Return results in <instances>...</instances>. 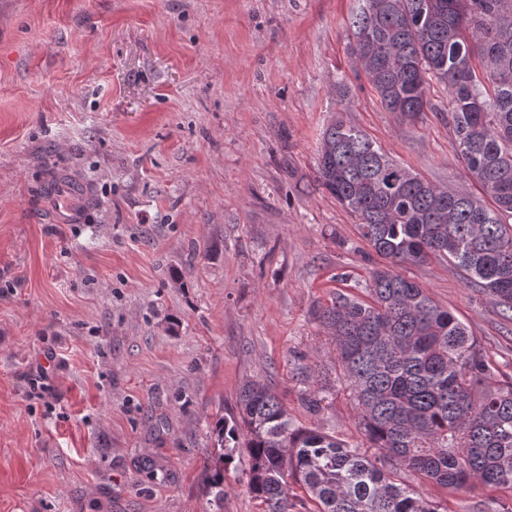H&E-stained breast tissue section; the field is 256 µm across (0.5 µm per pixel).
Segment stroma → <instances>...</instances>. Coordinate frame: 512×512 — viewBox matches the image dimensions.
I'll use <instances>...</instances> for the list:
<instances>
[{
  "label": "stroma",
  "instance_id": "35a3bbf8",
  "mask_svg": "<svg viewBox=\"0 0 512 512\" xmlns=\"http://www.w3.org/2000/svg\"><path fill=\"white\" fill-rule=\"evenodd\" d=\"M358 0H0V512H260L210 429L250 381L296 425L364 435L316 313L386 264L314 182L355 124L465 181L447 89L407 120L348 53ZM349 90L340 101L337 84ZM90 200L49 193L59 174ZM71 220L60 223L58 207ZM512 375V322L447 261L403 269ZM446 512H500L464 487Z\"/></svg>",
  "mask_w": 512,
  "mask_h": 512
}]
</instances>
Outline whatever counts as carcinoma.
<instances>
[{"mask_svg":"<svg viewBox=\"0 0 512 512\" xmlns=\"http://www.w3.org/2000/svg\"><path fill=\"white\" fill-rule=\"evenodd\" d=\"M351 26L352 63L388 111L433 112L431 81L448 88L455 153L481 196L420 177L342 120L326 127L315 180L387 261L368 299L338 293L318 314L365 443L295 426L250 382L212 430L221 453L205 480L218 504L243 448L263 512H443L407 473L445 491L512 490V377L494 379L467 326L399 272L446 260L512 320V0H362ZM475 58L486 85L469 78Z\"/></svg>","mask_w":512,"mask_h":512,"instance_id":"1","label":"carcinoma"}]
</instances>
